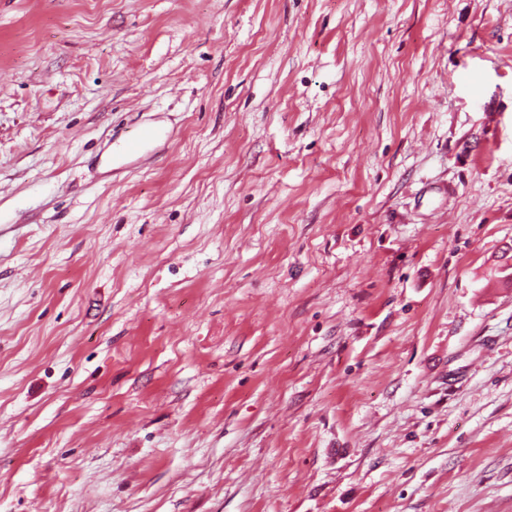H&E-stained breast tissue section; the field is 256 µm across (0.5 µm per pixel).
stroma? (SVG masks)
<instances>
[{
    "instance_id": "obj_1",
    "label": "stroma",
    "mask_w": 512,
    "mask_h": 512,
    "mask_svg": "<svg viewBox=\"0 0 512 512\" xmlns=\"http://www.w3.org/2000/svg\"><path fill=\"white\" fill-rule=\"evenodd\" d=\"M511 249L512 0H0V512H512Z\"/></svg>"
}]
</instances>
